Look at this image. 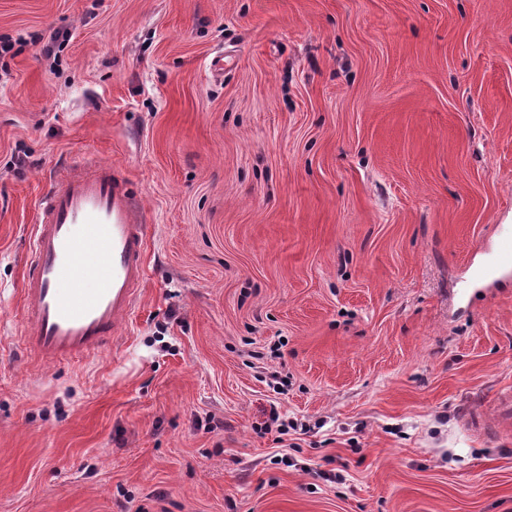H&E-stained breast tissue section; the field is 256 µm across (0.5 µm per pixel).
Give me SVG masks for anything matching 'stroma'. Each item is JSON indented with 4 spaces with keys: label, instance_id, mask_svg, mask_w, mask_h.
<instances>
[{
    "label": "stroma",
    "instance_id": "35a3bbf8",
    "mask_svg": "<svg viewBox=\"0 0 512 512\" xmlns=\"http://www.w3.org/2000/svg\"><path fill=\"white\" fill-rule=\"evenodd\" d=\"M0 37V512H512V435L463 424L512 388V278L471 280L512 0H0ZM98 161L146 279L120 346L43 366L40 194Z\"/></svg>",
    "mask_w": 512,
    "mask_h": 512
}]
</instances>
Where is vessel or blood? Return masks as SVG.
I'll list each match as a JSON object with an SVG mask.
<instances>
[{
    "mask_svg": "<svg viewBox=\"0 0 512 512\" xmlns=\"http://www.w3.org/2000/svg\"><path fill=\"white\" fill-rule=\"evenodd\" d=\"M32 245L36 261L23 288L24 342L51 364L109 348L131 318L145 277L146 226L115 166L98 162L54 180L39 199ZM482 280L512 276V228L491 251ZM474 430H512V391L500 393L494 415L469 414Z\"/></svg>",
    "mask_w": 512,
    "mask_h": 512,
    "instance_id": "1",
    "label": "vessel or blood"
}]
</instances>
